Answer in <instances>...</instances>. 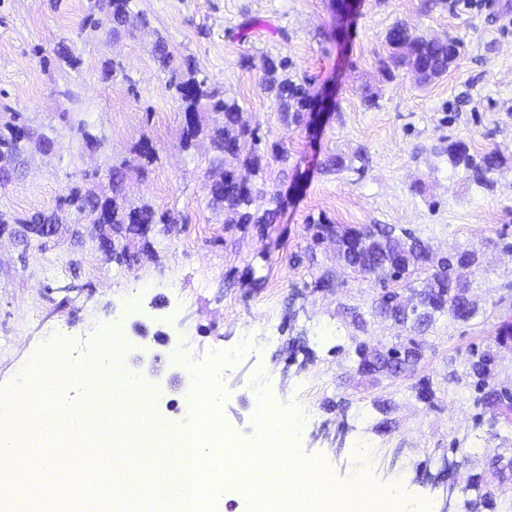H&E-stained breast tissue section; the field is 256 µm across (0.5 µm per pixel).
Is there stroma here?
<instances>
[{"mask_svg":"<svg viewBox=\"0 0 512 512\" xmlns=\"http://www.w3.org/2000/svg\"><path fill=\"white\" fill-rule=\"evenodd\" d=\"M133 9L148 27L115 41L83 24L90 13L105 19L106 0H0V117L21 113L54 142L48 153L27 146L24 165L0 184V212L24 218L72 187L107 190L108 168L127 161L122 195L173 218L148 237L116 240L128 249L120 262L105 259L94 225L74 210L46 246L0 236V389L35 385L29 370L57 327L70 331L62 339L69 371L118 328L125 371L149 379L152 415L179 428L190 422L184 391L192 364L221 345L240 352L218 372L220 414L237 441L252 443L253 400L263 391L278 413L302 418L295 451L329 471L336 490L369 481L396 489L397 512L421 499L432 512H462L478 495L472 482L481 470L463 467L447 493L440 458L451 440L464 439L482 460L512 454L499 441L512 425L475 424L468 391L447 381L449 361L470 345L492 344L512 315L497 303L512 283V255L500 245L512 240V0L468 8L461 0H357L345 21L333 0H134ZM249 19L256 26L245 36ZM399 22L429 37L457 36L465 53L426 84L405 68L386 78L379 62ZM159 35L175 64L191 62L242 106L258 138L242 142L241 154L262 155L263 169L238 172L265 190L258 206L275 210L271 222L229 226L213 208V150L203 135L190 148L179 144L184 114L152 52ZM62 40L80 57L78 68L41 63L38 49ZM267 56L286 59L289 75L311 93H327L326 113L284 121L253 67ZM81 122L102 149L82 148ZM448 139L474 154L504 155L492 190L449 163L438 149ZM146 142L155 150L147 165L138 156ZM275 142L287 149V164L266 158ZM318 219L411 228L440 254L476 251L479 265L462 274L479 316L437 317L415 377L372 384L356 372L354 339L388 344L397 329L369 313L380 290L375 277L351 274L332 246H312L308 226ZM325 273L330 287H316ZM349 307L366 313L364 331L351 325ZM263 321L272 343L257 341ZM424 376L436 390L430 404L412 390Z\"/></svg>","mask_w":512,"mask_h":512,"instance_id":"stroma-1","label":"stroma"}]
</instances>
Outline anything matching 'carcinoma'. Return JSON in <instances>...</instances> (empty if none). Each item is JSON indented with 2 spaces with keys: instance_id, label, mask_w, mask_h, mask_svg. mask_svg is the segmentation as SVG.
<instances>
[{
  "instance_id": "cac0c4a2",
  "label": "carcinoma",
  "mask_w": 512,
  "mask_h": 512,
  "mask_svg": "<svg viewBox=\"0 0 512 512\" xmlns=\"http://www.w3.org/2000/svg\"><path fill=\"white\" fill-rule=\"evenodd\" d=\"M133 0H112L111 17L108 18L109 34L119 39L132 34L137 28L147 26V19L140 13H133ZM386 42L391 49L388 59L381 61L387 74L398 68L412 67L418 70L422 81H429L442 76L448 71L452 54L448 53V44L459 47V41L448 38H426L415 33L404 24H396L389 29ZM153 52L161 67L171 72L170 84L174 85L177 96L182 103L184 126L180 143L185 149L203 132L199 120L200 108L206 106L222 115V122L209 130V138L214 156L210 173L220 174L221 180L210 184L211 203L222 207L229 213L225 223L247 224L264 223L270 219L271 211L256 217L251 208L262 197L261 188L253 184L247 191H237L232 186L239 165L243 164L257 172L261 168L263 156L254 154L245 159L235 145L246 137L258 139L256 129L243 119V112L238 101L224 95V91L208 84L205 78H198L197 71L186 66V73L181 75L172 67V55L167 43L161 36L157 37ZM52 56L42 57L43 65L56 59L72 69L81 64L71 49L60 42L51 50ZM288 62L265 57L261 60L262 84L274 93L277 110L283 119L298 123L302 113L313 111L312 94L303 84L296 82L287 74ZM36 142L44 151H49L53 141L45 134L32 128L18 112L11 113L10 120L0 124V184L11 179L16 166L21 164L25 145ZM448 154V161L455 167L463 168L468 179L477 187L491 189L494 176L501 173L506 160L498 150L488 151L478 157L469 153L468 146L460 141L450 142L442 148ZM129 164L124 162L109 170V187L111 194H99L94 189L85 191L72 188L69 193L58 199L57 209L48 213L38 212L25 221H11L0 213V233L5 232L10 224L17 225L13 234L23 242L31 243V236L40 235L38 227L60 224L58 210L65 206L73 207L86 214L90 223L95 225L100 250L107 258L123 257V252L114 248L113 237L127 231L145 234L152 224H170L172 219L165 213H157L152 205H125L118 200L117 185L124 178V171ZM312 231L314 245L326 241L336 244L337 256L345 262L351 272L364 277L380 273L394 286L413 289V283L421 281V289L415 290L418 297L416 305L404 308L399 304V293L392 288L386 289L371 305V315L392 319L400 334L383 354L377 355L369 344L362 340L355 341L354 354L357 371L370 375L376 382L399 379L415 373L417 363H406V359L397 356L401 351L410 352L424 349L423 333L435 321L436 317L446 315L455 322H469L478 314L475 307L465 306V296L471 293L472 283L456 282L453 279V266L457 262L474 265L475 254L467 250H455L445 258L433 257L429 245L411 229H396L387 224H368L348 228L321 222L308 225ZM512 348V321L499 327L496 347L480 348L472 346L462 362V369L453 370L449 381L471 394L472 405L484 404L485 393L494 384L493 370L498 363L495 348ZM464 441H452V457H442L443 470L448 472L457 463L476 465L479 460L469 449H460Z\"/></svg>"
}]
</instances>
